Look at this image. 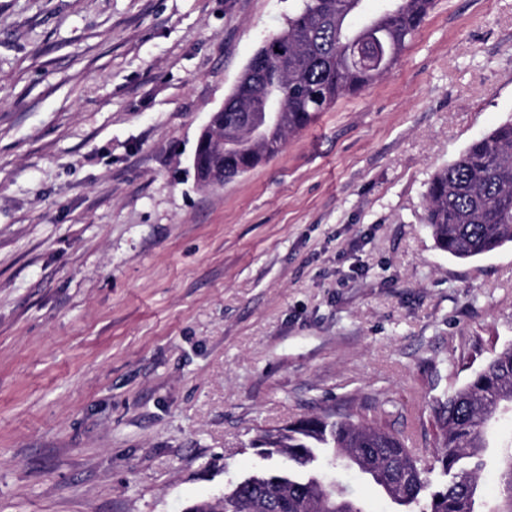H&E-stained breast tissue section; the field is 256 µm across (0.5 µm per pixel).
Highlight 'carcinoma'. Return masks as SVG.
Listing matches in <instances>:
<instances>
[{
	"instance_id": "carcinoma-1",
	"label": "carcinoma",
	"mask_w": 512,
	"mask_h": 512,
	"mask_svg": "<svg viewBox=\"0 0 512 512\" xmlns=\"http://www.w3.org/2000/svg\"><path fill=\"white\" fill-rule=\"evenodd\" d=\"M300 0L286 28L267 39L198 138L197 165L224 170L228 181L275 157L340 97L389 73L423 23L432 0ZM224 131V148L214 140ZM424 223L436 247L459 259L512 243V117L473 139L438 169L426 191ZM512 406V346L469 381L432 405L434 454L442 481L408 437L375 423L304 417L263 431L250 443L266 459L288 460L234 482L224 495L187 512H369L336 483L354 468L378 486L395 512H512V441L497 447L503 494L482 499L478 475L491 437L490 421Z\"/></svg>"
}]
</instances>
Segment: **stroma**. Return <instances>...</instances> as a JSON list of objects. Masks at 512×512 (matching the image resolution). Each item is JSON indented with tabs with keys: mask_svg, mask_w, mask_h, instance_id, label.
I'll use <instances>...</instances> for the list:
<instances>
[{
	"mask_svg": "<svg viewBox=\"0 0 512 512\" xmlns=\"http://www.w3.org/2000/svg\"><path fill=\"white\" fill-rule=\"evenodd\" d=\"M298 0H0V512H186L304 416L425 446L512 343V244L433 173L512 115V0H433L393 69L224 185L191 161Z\"/></svg>",
	"mask_w": 512,
	"mask_h": 512,
	"instance_id": "1",
	"label": "stroma"
}]
</instances>
